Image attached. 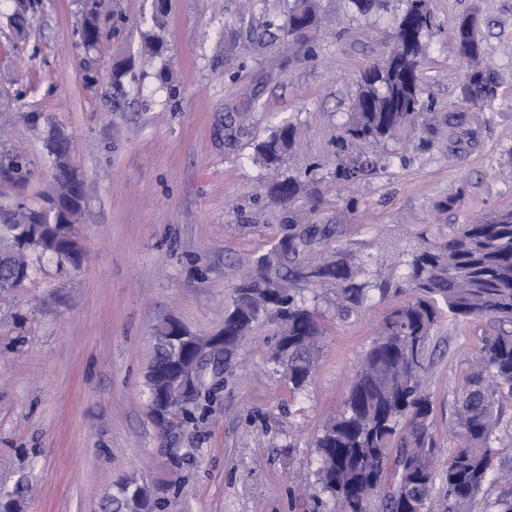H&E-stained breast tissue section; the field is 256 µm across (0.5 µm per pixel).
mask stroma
Wrapping results in <instances>:
<instances>
[{"label": "stroma", "instance_id": "35a3bbf8", "mask_svg": "<svg viewBox=\"0 0 512 512\" xmlns=\"http://www.w3.org/2000/svg\"><path fill=\"white\" fill-rule=\"evenodd\" d=\"M289 0H171L167 60L144 55L152 0H123L119 37L98 53L80 45L78 0H35L33 26L9 24L0 0V152L18 150L39 202L49 188V131L71 137L84 180L80 267L46 261L0 294V486L29 483L27 512H101L123 478L163 474L165 439L146 403L154 326L168 318L210 335L256 258L289 233L291 215L320 233L288 268L335 251L367 260L403 286L416 248L512 208V0H431L437 27L421 64L425 113L436 123L401 141L369 146L384 169L347 184L336 178V135L362 73L390 52L394 10L354 12L320 0L317 28L285 36ZM474 21L495 96L466 135L448 115L466 110L469 71L454 41ZM139 59L122 111L108 98L116 57ZM174 73L172 89L155 74ZM300 130V157L320 196L310 206L273 201L276 173L251 160L281 120ZM325 332L313 377L292 393L271 359L273 323L256 327L203 418L179 441L184 482L164 512H336L316 476L314 448L344 408L351 378L395 297L372 296L341 313L336 289L301 285ZM485 319L443 321L431 342L428 392L439 460L453 448L448 425Z\"/></svg>", "mask_w": 512, "mask_h": 512}]
</instances>
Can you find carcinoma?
Returning a JSON list of instances; mask_svg holds the SVG:
<instances>
[{"label": "carcinoma", "mask_w": 512, "mask_h": 512, "mask_svg": "<svg viewBox=\"0 0 512 512\" xmlns=\"http://www.w3.org/2000/svg\"><path fill=\"white\" fill-rule=\"evenodd\" d=\"M107 0H81L80 37L84 49L95 51L103 39L99 15ZM401 5L395 29L400 51L386 65L365 70L355 91L351 111L336 137V178L355 184L376 174L382 159L367 152L369 145L416 129L424 109L419 72L425 38L435 26L430 0H396ZM169 0H155L152 28L146 47L164 59L170 48L163 35ZM319 0H292L280 29L290 35L318 25ZM460 58L476 61L480 55L475 32L468 39L454 37ZM135 59L113 63L110 99L113 111L125 100L126 79L133 76ZM461 99L477 111L495 95L494 77L475 69L467 75ZM298 125L284 120L254 146L253 162L277 170L296 146ZM306 167L277 180L271 195L290 204L301 190ZM27 181L25 160L0 154V178ZM56 195L71 204L74 222L84 205L83 179L77 168L55 186ZM39 222L31 209L0 208V292L22 286L13 268L15 248L27 249L30 272L59 251L63 240L36 238L26 225ZM315 226L294 231L256 260V273L236 288L224 314V348L202 368L196 380V403L186 413L193 423L217 384L215 371L230 368L243 338L265 319L276 322L278 349L275 362L283 369L293 392L305 390L318 356L321 325L317 312L287 285L280 272L281 256L309 246ZM408 289L403 301L385 318L380 337L356 371L345 399L344 411L331 420L316 439L318 483L336 498L341 512H366V491L380 498L382 512H472L473 504L489 481L491 462L505 404L512 400V332L493 329L482 337L472 369L456 404L457 448L442 469L436 468L437 444L428 419L432 403L426 391L428 345L442 319H482L512 322V209L496 212L488 220L466 224L455 237L412 252L405 261ZM364 264L341 251L321 264L298 267L292 278L307 285L332 283L341 311L362 306L373 291L386 298L387 282L364 278ZM171 351L155 346L147 373V395L153 399L158 375ZM441 483V507L433 509L436 483ZM135 497L134 480L112 485L107 506L120 512ZM483 512H512V484L500 487L485 502Z\"/></svg>", "instance_id": "1"}]
</instances>
